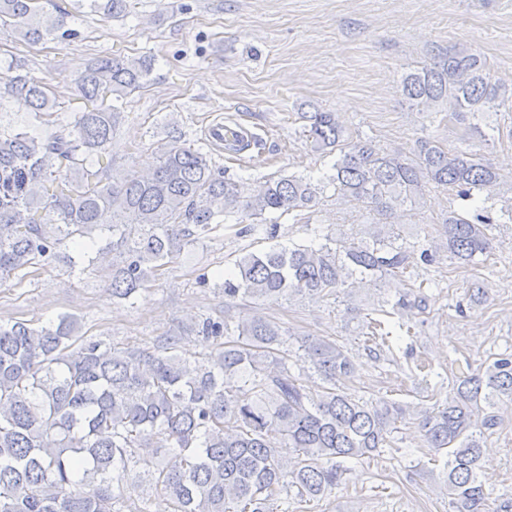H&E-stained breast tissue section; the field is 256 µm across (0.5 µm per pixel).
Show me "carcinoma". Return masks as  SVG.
Masks as SVG:
<instances>
[{"instance_id": "carcinoma-1", "label": "carcinoma", "mask_w": 512, "mask_h": 512, "mask_svg": "<svg viewBox=\"0 0 512 512\" xmlns=\"http://www.w3.org/2000/svg\"><path fill=\"white\" fill-rule=\"evenodd\" d=\"M131 0H89L106 18L128 13ZM68 14L40 0H0V28L23 38L68 40ZM151 60L114 56L84 66L78 92L91 104L66 124L45 85L15 65L0 75L5 93L42 120L45 135L0 128V282L44 266L73 243L112 252V298L131 302L157 267L210 230L220 217L242 234L276 237L271 215L310 209L332 191L379 216L405 204L417 208L427 192H448L445 242L415 250L387 224L364 235L328 229L307 244L246 251L224 277V296L277 300L320 299L338 288L348 294L390 277L418 260L448 257L468 264L492 250L494 226L512 222V182L476 152L417 141L412 155L387 151L370 138L349 140L335 112H303L311 149L331 159V173L270 177L248 196L209 154L171 139L148 175L120 174L103 162L123 115L114 102L140 88ZM410 102L457 119L471 116V135L484 141V115L512 112V92L493 80L479 54L451 48L402 76ZM511 195L500 213L471 207L477 196ZM422 310L406 293L377 301L365 314L368 341L388 345L391 318ZM208 336L235 339L194 362L171 341L158 351L114 348L80 335L78 318L62 314L46 325L0 323V512H123L129 462L150 466L155 489L174 512H270L282 491L310 501L335 486L343 463L391 445L396 423L416 421L432 455L447 456L449 512H486L489 493L479 479L481 442L501 425L499 403L512 402V355L501 354L484 373L464 374L441 404L402 405L364 399L343 390L355 371L347 351L328 339L307 337L299 356L323 381L316 395L277 356L287 331L253 316L230 327L205 320ZM239 374V393H224V376ZM279 436L274 446L270 433ZM180 451L172 466L158 459Z\"/></svg>"}]
</instances>
